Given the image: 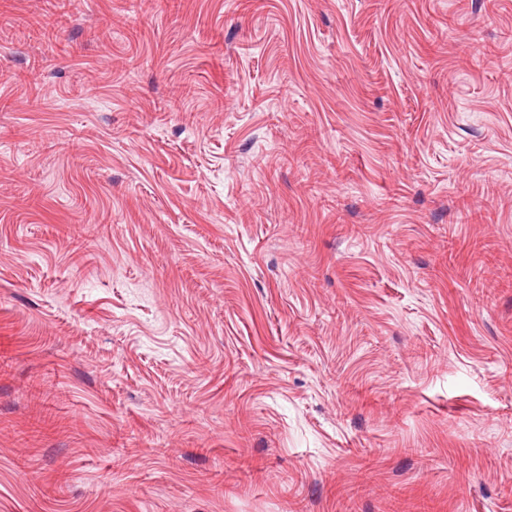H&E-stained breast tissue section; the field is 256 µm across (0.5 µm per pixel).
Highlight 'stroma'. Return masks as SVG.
Instances as JSON below:
<instances>
[{"mask_svg":"<svg viewBox=\"0 0 512 512\" xmlns=\"http://www.w3.org/2000/svg\"><path fill=\"white\" fill-rule=\"evenodd\" d=\"M54 3L0 0V512H512V0Z\"/></svg>","mask_w":512,"mask_h":512,"instance_id":"obj_1","label":"stroma"}]
</instances>
